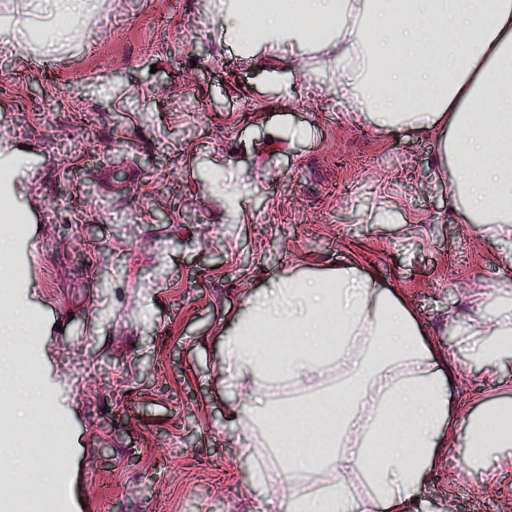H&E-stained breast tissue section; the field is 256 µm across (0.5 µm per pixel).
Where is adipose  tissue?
Masks as SVG:
<instances>
[{
    "instance_id": "adipose-tissue-1",
    "label": "adipose tissue",
    "mask_w": 512,
    "mask_h": 512,
    "mask_svg": "<svg viewBox=\"0 0 512 512\" xmlns=\"http://www.w3.org/2000/svg\"><path fill=\"white\" fill-rule=\"evenodd\" d=\"M319 19L328 67L380 128L435 134L454 208L492 233L512 231V0H229L224 33L276 52L302 38L299 18ZM486 370L512 363V316L481 315ZM289 337L272 359L260 336ZM236 382L283 380L318 396L286 406L229 407L228 420L285 444V413L316 409L329 447L300 466L327 476L320 491L294 495L291 512H348V481L360 477L363 512H412L441 445L448 416L443 373L408 309L374 276L349 266L294 271L254 298L226 350ZM343 387H324L333 366ZM345 403H338L339 392Z\"/></svg>"
}]
</instances>
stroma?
<instances>
[{"mask_svg":"<svg viewBox=\"0 0 512 512\" xmlns=\"http://www.w3.org/2000/svg\"><path fill=\"white\" fill-rule=\"evenodd\" d=\"M224 3L87 0L56 40L53 0H0V141L41 163L0 207V241L26 226L33 265L20 297L0 287V505L32 477L56 512H252L319 484L225 420L297 393L230 382L225 344L278 277L353 265L401 296L447 378L451 427L416 512H512V459L476 456L467 427L512 409V364L487 374L469 336L488 306L512 314V235L463 223L434 136L376 126L317 35L242 49ZM27 330L33 385L14 353ZM36 424L62 462L27 456Z\"/></svg>","mask_w":512,"mask_h":512,"instance_id":"obj_1","label":"stroma"}]
</instances>
